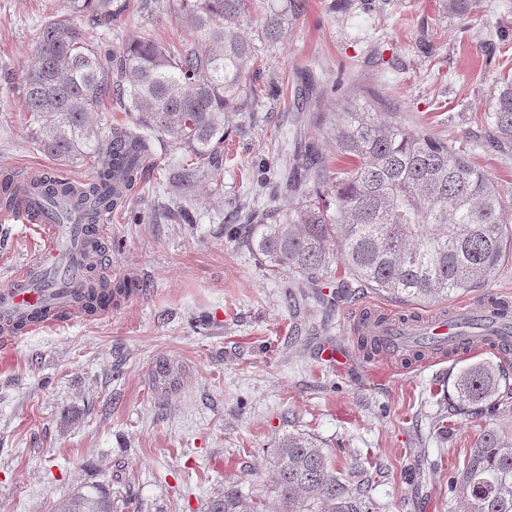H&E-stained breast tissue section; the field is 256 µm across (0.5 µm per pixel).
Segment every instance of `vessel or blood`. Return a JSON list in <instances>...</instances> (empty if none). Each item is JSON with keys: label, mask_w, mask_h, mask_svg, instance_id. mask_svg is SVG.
I'll return each mask as SVG.
<instances>
[{"label": "vessel or blood", "mask_w": 512, "mask_h": 512, "mask_svg": "<svg viewBox=\"0 0 512 512\" xmlns=\"http://www.w3.org/2000/svg\"><path fill=\"white\" fill-rule=\"evenodd\" d=\"M104 224H50L45 247L31 256L12 275L7 287L0 289V339L12 341L40 326H49L67 318L87 319L77 298L99 275L97 253L91 242L106 235ZM472 321L467 305L433 312L416 319L384 314L382 322L358 321L354 333L374 337L377 358L404 363L409 354L424 350L422 364L436 357L458 359L479 350L512 355V320L503 319L500 310L484 309L480 322L498 327L495 336H472Z\"/></svg>", "instance_id": "b4317fda"}]
</instances>
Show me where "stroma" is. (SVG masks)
Segmentation results:
<instances>
[{
  "label": "stroma",
  "instance_id": "stroma-1",
  "mask_svg": "<svg viewBox=\"0 0 512 512\" xmlns=\"http://www.w3.org/2000/svg\"><path fill=\"white\" fill-rule=\"evenodd\" d=\"M284 0H248L242 24L255 46L247 82L259 93L224 140V169L194 163L187 149L155 142L139 190L108 218L100 267L132 281L104 314L60 322L0 344V512H50L80 481L129 486L118 512H206L235 481L255 512H279L271 486L274 452L288 432L312 435L368 512H463L448 475L467 463L485 430L512 440V413L449 415L458 363L387 368L368 358L350 320L363 310L427 313L372 288L306 289L299 313L288 278L229 230L255 196L260 159L285 156L295 135L291 93L313 77L332 91L325 124L308 132L327 154L338 113L376 99V113L464 150L493 181L512 218V150L486 146L483 120L502 75L512 73V0H482L478 14L446 11L443 0H305L284 13L277 40L265 25ZM103 38L122 44L151 32L186 37L167 0H127ZM67 0H0V170L41 165L69 181L91 176L36 141L21 78L35 53L37 25ZM45 244L37 225L0 222V286ZM331 343L342 361L322 360ZM167 358L180 369L157 392L150 370Z\"/></svg>",
  "mask_w": 512,
  "mask_h": 512
}]
</instances>
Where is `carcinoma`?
<instances>
[{
    "label": "carcinoma",
    "mask_w": 512,
    "mask_h": 512,
    "mask_svg": "<svg viewBox=\"0 0 512 512\" xmlns=\"http://www.w3.org/2000/svg\"><path fill=\"white\" fill-rule=\"evenodd\" d=\"M188 37L176 45L149 33L105 52L97 33L112 28L122 7L113 0H68L67 13L38 28L34 66L23 76L24 107L40 146L60 160L83 159L94 176L82 184L89 223L117 208L112 184H139L152 138L164 136L218 171L220 147L235 118L252 110L246 90L253 46L241 31L247 0H176ZM323 85L309 81L300 111L304 122H323ZM127 104L136 127L95 125L92 113L108 100ZM491 145L512 148V76L501 79L494 110L486 116ZM331 161L315 139L299 134L274 181L255 191L288 197L282 211L246 209L236 234L263 256L269 271L288 272L290 287L319 286L339 264L341 287L356 282L406 302H439L486 285L512 256V223L502 213L493 183L463 150L373 112H345L332 127ZM40 193L52 200L75 194L69 181L46 178ZM24 197L8 172L0 174V208ZM132 282H100L89 289L90 313ZM175 367L155 364L156 387L173 385ZM512 391L503 366L482 360L461 367L454 380L459 412L496 413L502 389ZM282 512H360L330 457L307 433L290 432L276 448L271 477ZM448 492L466 512H512V442L484 431L469 449L461 472L448 476ZM122 492L96 482L78 483L54 512H117ZM207 512H248L237 484Z\"/></svg>",
    "instance_id": "cac0c4a2"
}]
</instances>
